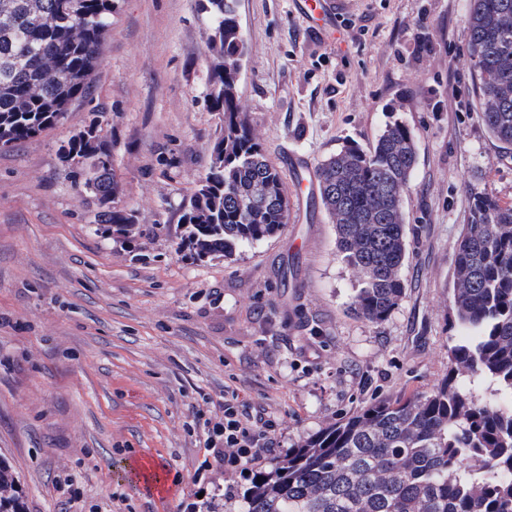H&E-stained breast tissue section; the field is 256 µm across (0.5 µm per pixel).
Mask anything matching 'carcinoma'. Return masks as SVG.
<instances>
[{
	"label": "carcinoma",
	"instance_id": "carcinoma-1",
	"mask_svg": "<svg viewBox=\"0 0 512 512\" xmlns=\"http://www.w3.org/2000/svg\"><path fill=\"white\" fill-rule=\"evenodd\" d=\"M115 3L9 0L0 16L1 140L35 138L90 94ZM205 9L208 103L223 122L211 156H224V168L207 170L196 186L180 245L230 257L275 237L288 199L242 112L237 0H206ZM466 30L481 120L512 150V0H469ZM66 146L82 166L80 192L96 200L94 223L128 230L135 215L115 200L114 170L96 164L106 141L74 136ZM416 157L411 131L394 120L371 149L347 144L315 170L338 252L357 278L350 308L372 323L405 288L403 193ZM450 311L461 336L433 388L371 403L304 438L244 487L241 512H512V206L489 194L473 198ZM0 512H25L19 479L3 461Z\"/></svg>",
	"mask_w": 512,
	"mask_h": 512
}]
</instances>
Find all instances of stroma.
Wrapping results in <instances>:
<instances>
[{"mask_svg": "<svg viewBox=\"0 0 512 512\" xmlns=\"http://www.w3.org/2000/svg\"><path fill=\"white\" fill-rule=\"evenodd\" d=\"M204 0H118L87 98L0 150V460L25 512H239L231 475L200 471L193 417L225 388L279 419L294 447L373 401L429 390L459 329L457 243L477 193L512 206V153L478 111L467 0H346L314 25L295 0H239L238 90L281 174L288 222L233 256L178 250L183 204L221 131L209 108ZM104 121L120 203L96 224L58 149ZM403 120L417 164L403 198L404 294L379 323L350 308L354 272L319 196L318 164ZM289 275H282V268Z\"/></svg>", "mask_w": 512, "mask_h": 512, "instance_id": "1", "label": "stroma"}]
</instances>
